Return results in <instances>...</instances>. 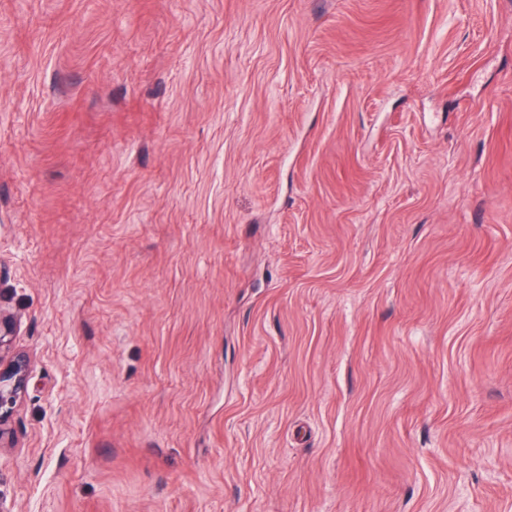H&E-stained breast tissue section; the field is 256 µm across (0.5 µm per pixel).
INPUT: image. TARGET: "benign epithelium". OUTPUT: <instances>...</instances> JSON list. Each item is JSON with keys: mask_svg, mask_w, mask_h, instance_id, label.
<instances>
[{"mask_svg": "<svg viewBox=\"0 0 512 512\" xmlns=\"http://www.w3.org/2000/svg\"><path fill=\"white\" fill-rule=\"evenodd\" d=\"M15 319L0 311V449L12 447L10 422L30 379L29 358L12 350Z\"/></svg>", "mask_w": 512, "mask_h": 512, "instance_id": "1", "label": "benign epithelium"}]
</instances>
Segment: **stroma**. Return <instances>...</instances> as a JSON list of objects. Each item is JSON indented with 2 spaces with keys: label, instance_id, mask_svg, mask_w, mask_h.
Masks as SVG:
<instances>
[{
  "label": "stroma",
  "instance_id": "obj_1",
  "mask_svg": "<svg viewBox=\"0 0 512 512\" xmlns=\"http://www.w3.org/2000/svg\"><path fill=\"white\" fill-rule=\"evenodd\" d=\"M0 512H512V0H0ZM15 319L0 310V450L12 447L10 422L30 379L29 358L12 350Z\"/></svg>",
  "mask_w": 512,
  "mask_h": 512
}]
</instances>
